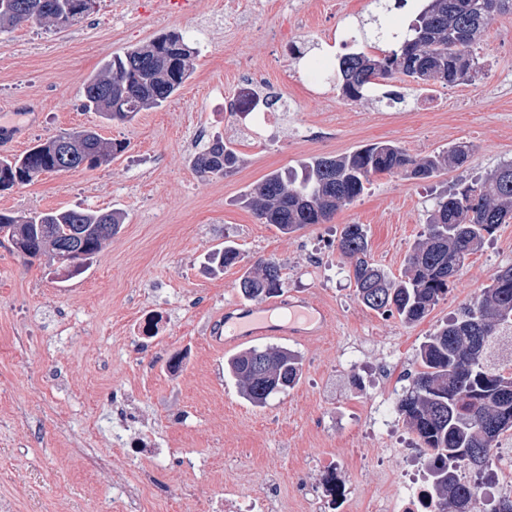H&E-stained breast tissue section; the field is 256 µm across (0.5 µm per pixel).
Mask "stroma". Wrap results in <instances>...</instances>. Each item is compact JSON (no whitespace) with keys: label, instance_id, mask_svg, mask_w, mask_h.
Segmentation results:
<instances>
[{"label":"stroma","instance_id":"obj_1","mask_svg":"<svg viewBox=\"0 0 512 512\" xmlns=\"http://www.w3.org/2000/svg\"><path fill=\"white\" fill-rule=\"evenodd\" d=\"M370 3L276 0L228 24L224 0H195L189 15L170 0H134L130 10L122 0H97L75 26L27 23L0 33V125L25 131L11 154L85 128L128 144L109 165L0 191V211L19 216L77 207L125 214L120 232L73 273L45 259L26 263L0 237V512H125L141 490L150 512H212L227 491L265 492L281 512H305L323 455L340 462L354 512L387 494L386 475L401 469L400 451L414 437L397 405L419 368L418 349L512 265V223L496 228L412 326L358 300L337 239L344 225H365L374 262L399 275L435 197L512 160V15L496 16L479 45L492 69L487 82L423 87L439 111L347 100L330 81L310 95L306 73L319 44ZM167 32L195 50L183 88L129 123L84 109L91 75ZM295 45L304 58L292 54ZM241 79L287 102L279 142L254 117L232 114ZM212 137L234 141L242 163L204 180L192 159ZM379 141L418 157L459 141L474 153L427 181L374 177L330 222L290 235L244 204L270 172L293 173L311 157ZM224 242L240 251L237 266L213 259ZM268 258L282 266L284 292L325 307L329 328L288 342L300 381L259 408L242 397L229 353L210 343L209 330L223 322L226 304L241 300L239 277ZM147 308L164 315L168 335L133 334ZM121 429L149 437L158 454L125 459Z\"/></svg>","mask_w":512,"mask_h":512}]
</instances>
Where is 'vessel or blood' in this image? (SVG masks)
Instances as JSON below:
<instances>
[{
	"instance_id": "obj_1",
	"label": "vessel or blood",
	"mask_w": 512,
	"mask_h": 512,
	"mask_svg": "<svg viewBox=\"0 0 512 512\" xmlns=\"http://www.w3.org/2000/svg\"><path fill=\"white\" fill-rule=\"evenodd\" d=\"M328 325L327 312L315 298L287 294L225 307L224 333L213 337L212 342L229 350L263 338L304 340L325 335Z\"/></svg>"
}]
</instances>
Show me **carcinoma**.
Segmentation results:
<instances>
[{"label": "carcinoma", "mask_w": 512, "mask_h": 512, "mask_svg": "<svg viewBox=\"0 0 512 512\" xmlns=\"http://www.w3.org/2000/svg\"><path fill=\"white\" fill-rule=\"evenodd\" d=\"M379 8L374 26L357 29L358 40L391 44L379 55L347 53L338 58L334 79L352 101L366 99L380 83L406 77L416 85L430 84L425 69L439 68L452 77L463 59L475 61L472 48L498 14H512V0H427L410 24L393 30L388 25L392 7L372 0ZM86 16L84 0H0V32L39 18L47 27L58 18L80 22ZM182 36L162 34L145 45L115 56L83 87L84 107L106 121L130 122L141 113L159 108L190 77V55L182 54ZM277 99L252 93L236 99L233 110L270 109ZM80 155L71 165L97 168L125 152L123 141L105 139L94 130L72 133ZM467 142L424 157H412L392 142H378L342 156H315L305 162L304 177L286 180L267 174L245 195L246 206L263 224L292 234L311 224H323L342 206L356 200L371 179L380 174H404L427 180L449 166H464L472 156ZM237 151L216 138L193 159L195 172L204 179L224 177L239 165ZM52 141L25 152L0 158V191L56 172ZM125 215L118 210L73 208L35 212L15 217L0 212V229L16 252L32 257L35 248L48 254L66 243L82 252L84 264L116 235ZM512 221V161L501 163L486 176L465 183L455 192L435 198L427 216V232L407 255L400 278H389L370 258L367 230L347 224L337 250L349 263L356 295L367 308L397 315L404 324L424 319L448 293L469 256L475 254L500 224ZM214 258L223 267L241 261L233 245L217 249ZM248 298L272 296L282 288V267L274 259L259 262L255 271L238 283ZM512 336V265L495 272L491 283L444 323L419 350V370L399 401V412L417 435L419 447L431 450L428 469L433 477L439 512H472L478 486L456 479L463 467L477 475L488 471L499 438L512 429V363L496 355L501 339ZM269 365L258 379L252 372L256 357ZM243 397L256 406L295 386L300 374L298 356L285 347H252L228 360Z\"/></svg>", "instance_id": "cac0c4a2"}]
</instances>
